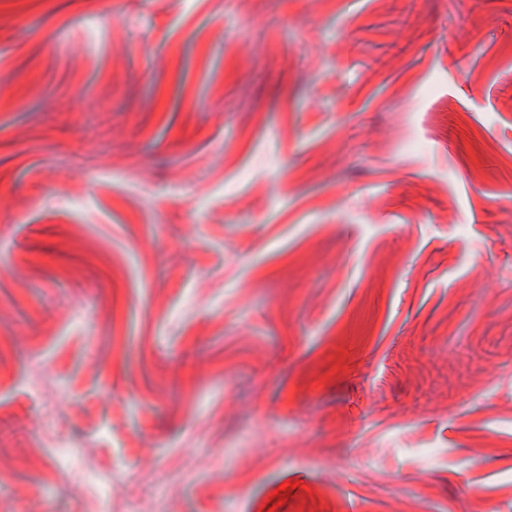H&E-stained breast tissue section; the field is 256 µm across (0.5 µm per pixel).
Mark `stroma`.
<instances>
[{
  "label": "stroma",
  "mask_w": 512,
  "mask_h": 512,
  "mask_svg": "<svg viewBox=\"0 0 512 512\" xmlns=\"http://www.w3.org/2000/svg\"><path fill=\"white\" fill-rule=\"evenodd\" d=\"M107 497L512 512V0H0V512Z\"/></svg>",
  "instance_id": "35a3bbf8"
}]
</instances>
